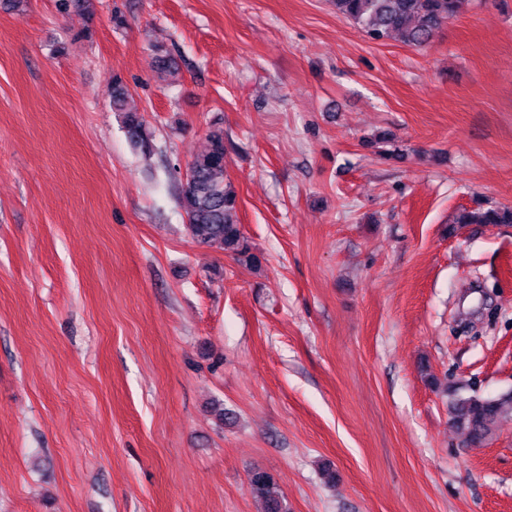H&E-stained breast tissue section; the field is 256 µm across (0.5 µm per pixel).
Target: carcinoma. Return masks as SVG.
I'll return each instance as SVG.
<instances>
[{"label":"carcinoma","instance_id":"carcinoma-1","mask_svg":"<svg viewBox=\"0 0 512 512\" xmlns=\"http://www.w3.org/2000/svg\"><path fill=\"white\" fill-rule=\"evenodd\" d=\"M469 0H333L336 13L358 25L366 36L383 41L396 35L406 45L423 47L432 42L449 20L459 15ZM131 94L122 80L112 87V110L122 115L131 146L144 153L154 149L152 134L139 111L130 105ZM190 175L178 184V198L192 238L198 244L223 250L256 267L248 238L237 217L238 199L227 175L224 130L215 128L206 136V146L188 164ZM457 224H512V206L462 209ZM451 408L456 424L470 444L481 446L495 434L498 420L512 411V392L496 397L456 396ZM252 494L264 504V512H286L275 492L270 473L249 474Z\"/></svg>","mask_w":512,"mask_h":512}]
</instances>
